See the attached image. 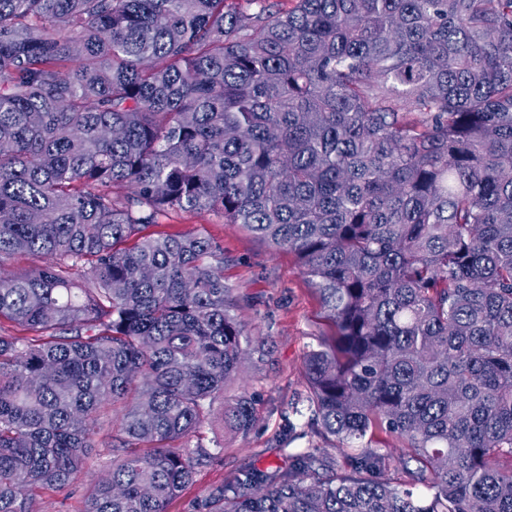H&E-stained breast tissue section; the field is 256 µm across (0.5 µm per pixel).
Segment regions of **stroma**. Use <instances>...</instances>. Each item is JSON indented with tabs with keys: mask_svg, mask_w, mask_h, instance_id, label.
Segmentation results:
<instances>
[{
	"mask_svg": "<svg viewBox=\"0 0 512 512\" xmlns=\"http://www.w3.org/2000/svg\"><path fill=\"white\" fill-rule=\"evenodd\" d=\"M160 229L165 233H205L224 250V282L237 299V313L255 340L272 348L265 359L245 358L225 384L223 398L215 399L201 429V443L214 458L195 483L167 506L168 512H192L193 501L248 468L285 465L289 453L306 447V440L288 443L283 435L284 413L289 403L307 388L303 357L334 328L326 319L319 297L302 274L294 254L273 251L267 243L223 215L175 214ZM245 393L253 396L256 421L242 434L223 424V400ZM121 421L119 410H109L96 429L93 448L82 476L73 485L40 493L31 512H82L92 486L112 469L111 435Z\"/></svg>",
	"mask_w": 512,
	"mask_h": 512,
	"instance_id": "stroma-1",
	"label": "stroma"
}]
</instances>
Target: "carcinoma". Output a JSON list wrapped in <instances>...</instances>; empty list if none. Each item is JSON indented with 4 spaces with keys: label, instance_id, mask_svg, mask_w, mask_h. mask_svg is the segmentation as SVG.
<instances>
[{
    "label": "carcinoma",
    "instance_id": "1",
    "mask_svg": "<svg viewBox=\"0 0 512 512\" xmlns=\"http://www.w3.org/2000/svg\"><path fill=\"white\" fill-rule=\"evenodd\" d=\"M219 212L293 253L335 334L312 442L195 512H512V0H0V512H166L245 355ZM247 433L254 404H224ZM399 440L377 444L380 433ZM103 426L97 425L92 436L94 448L89 450L81 479L73 485L56 491L40 493L31 504V512H82L84 497L92 486L112 470V431L119 427L121 413L119 406L109 410ZM101 427V428H99Z\"/></svg>",
    "mask_w": 512,
    "mask_h": 512
}]
</instances>
